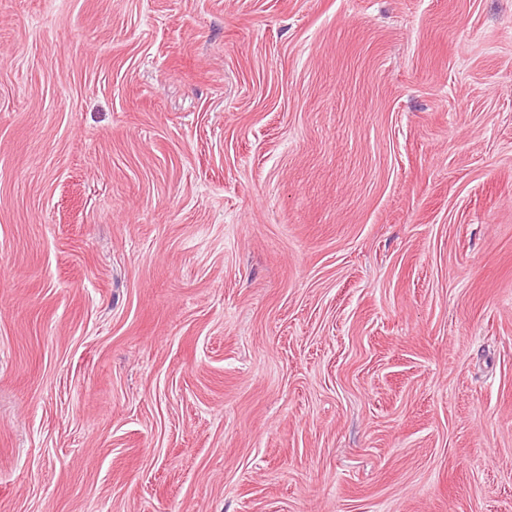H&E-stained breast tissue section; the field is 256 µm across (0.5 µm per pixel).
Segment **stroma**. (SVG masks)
I'll use <instances>...</instances> for the list:
<instances>
[{"label":"stroma","instance_id":"stroma-1","mask_svg":"<svg viewBox=\"0 0 512 512\" xmlns=\"http://www.w3.org/2000/svg\"><path fill=\"white\" fill-rule=\"evenodd\" d=\"M0 512H512V0H0Z\"/></svg>","mask_w":512,"mask_h":512}]
</instances>
